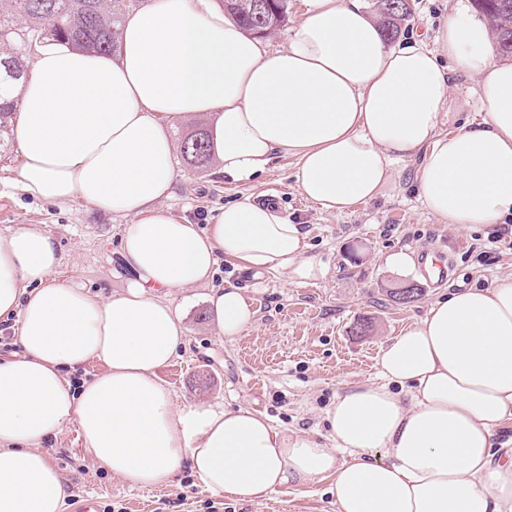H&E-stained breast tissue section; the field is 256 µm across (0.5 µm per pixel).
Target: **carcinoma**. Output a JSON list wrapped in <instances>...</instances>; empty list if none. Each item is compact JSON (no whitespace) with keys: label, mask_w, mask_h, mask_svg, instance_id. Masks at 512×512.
<instances>
[{"label":"carcinoma","mask_w":512,"mask_h":512,"mask_svg":"<svg viewBox=\"0 0 512 512\" xmlns=\"http://www.w3.org/2000/svg\"><path fill=\"white\" fill-rule=\"evenodd\" d=\"M251 0H224L226 10L252 34L264 35L280 27L288 14V0H264L256 17ZM497 33L501 52L512 54V0H473ZM129 0H0V144L12 124L19 95L26 87L27 53L44 39L64 40L78 50L111 53L117 50L119 26ZM386 38L407 20L406 0H379ZM190 164L202 167L210 160L206 133L198 130L182 141Z\"/></svg>","instance_id":"obj_1"}]
</instances>
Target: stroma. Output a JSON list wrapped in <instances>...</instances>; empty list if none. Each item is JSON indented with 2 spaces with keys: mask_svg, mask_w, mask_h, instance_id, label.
<instances>
[{
  "mask_svg": "<svg viewBox=\"0 0 512 512\" xmlns=\"http://www.w3.org/2000/svg\"><path fill=\"white\" fill-rule=\"evenodd\" d=\"M412 15L400 39L432 41L453 12L456 0H411ZM476 83L456 73L448 106V129L477 119ZM295 160L280 155L266 171L248 182H229L215 165L195 167L176 162L174 195L164 206L176 217L203 224L224 204L249 196L274 203L289 221L301 226L308 253L325 265L324 278L293 285L282 272L260 273V287L245 288L241 271L219 259L209 285L162 291L188 329L187 345L159 372L176 403L246 405L267 415L274 426L325 434V409L354 385L376 380V358L382 345L422 317L438 294L486 286L512 273V246L495 241L493 224L459 229L438 223L421 205L413 186L415 160L397 165L392 186L383 196L338 215L304 200L292 176ZM22 164L16 141L0 151V233L35 224L51 234L62 263L54 277L74 282L107 297L121 287L119 244L125 216L81 201L55 204L32 197L15 182ZM401 248L445 259L448 277L440 281L422 268L394 273L385 268L386 253ZM413 280L423 287L415 302L400 306L392 288ZM241 288L255 310L253 323L240 336H218L207 302L211 289ZM366 334H358L360 322ZM43 450L64 475L71 496L63 512H75L80 497L97 501V512L112 507L125 512H333L329 480L286 488L253 502L239 501L198 486L182 471L166 488L130 486L95 463L84 448L76 425L62 428Z\"/></svg>",
  "mask_w": 512,
  "mask_h": 512,
  "instance_id": "35a3bbf8",
  "label": "stroma"
}]
</instances>
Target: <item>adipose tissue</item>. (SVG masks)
<instances>
[{
	"instance_id": "obj_1",
	"label": "adipose tissue",
	"mask_w": 512,
	"mask_h": 512,
	"mask_svg": "<svg viewBox=\"0 0 512 512\" xmlns=\"http://www.w3.org/2000/svg\"><path fill=\"white\" fill-rule=\"evenodd\" d=\"M458 4L434 48L389 44L362 0H303L285 48L266 50L214 0H152L127 15L117 55L50 42L34 55L13 134L16 183L52 203L131 217L123 286L99 299L59 282L55 239L30 224L0 234V320L19 317L21 350L0 358V512H62L69 487L41 443L76 424L87 452L138 488L182 469L238 500L331 478L335 512H512V274L442 294L380 350L381 383L326 409V439L282 431L247 406L176 403L158 377L186 343L156 289L206 284L220 257L292 284L324 275L299 225L242 198L206 229L161 203L176 182L174 120L208 117L225 178L248 181L275 154L295 160L300 195L346 214L384 193L396 162L440 223L512 217V59ZM474 76L484 118L445 133L452 75ZM209 302L225 339L253 311L239 289ZM102 370L72 385L68 372Z\"/></svg>"
}]
</instances>
